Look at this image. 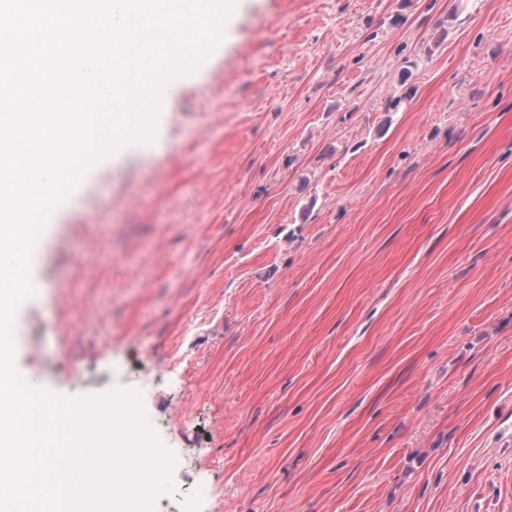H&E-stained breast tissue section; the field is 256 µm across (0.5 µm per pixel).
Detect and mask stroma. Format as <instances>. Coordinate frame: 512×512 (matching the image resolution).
Listing matches in <instances>:
<instances>
[{"label": "stroma", "instance_id": "35a3bbf8", "mask_svg": "<svg viewBox=\"0 0 512 512\" xmlns=\"http://www.w3.org/2000/svg\"><path fill=\"white\" fill-rule=\"evenodd\" d=\"M50 215L17 369L139 394L153 512H512V4L241 0Z\"/></svg>", "mask_w": 512, "mask_h": 512}]
</instances>
